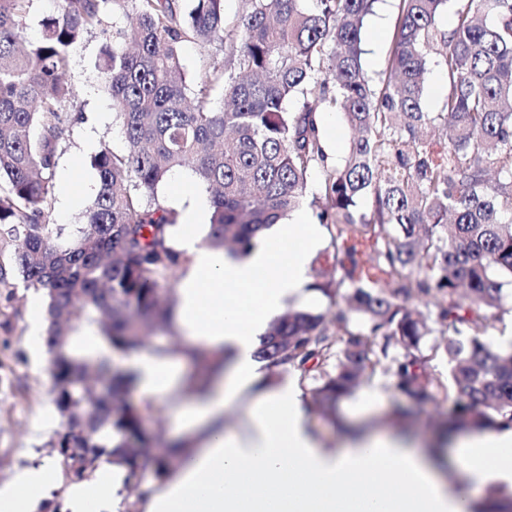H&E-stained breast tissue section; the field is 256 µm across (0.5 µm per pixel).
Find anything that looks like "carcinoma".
<instances>
[{
    "label": "carcinoma",
    "instance_id": "1",
    "mask_svg": "<svg viewBox=\"0 0 512 512\" xmlns=\"http://www.w3.org/2000/svg\"><path fill=\"white\" fill-rule=\"evenodd\" d=\"M132 1L135 23L115 33L95 79L112 98L128 144L92 157L96 197L73 234L47 222L59 146L70 116L59 111L70 47L107 33L108 14ZM231 35L224 0H59L42 41L24 43L32 0H0V240L16 243L0 284L15 273L45 290L46 347L53 403L70 431L49 442L63 482L102 463L126 468V483L162 480L170 465L151 457L144 408L129 394L136 375L103 359L74 356L72 333L87 329L116 351L145 346L146 331L169 323L162 297L184 256L170 244L175 213L155 201L170 171L189 167L210 192L206 244L236 257L263 229L300 207L311 169L319 223L336 251V277L313 287L350 306L325 317L289 309L273 319L257 350L266 387L294 372L311 405L336 420L339 403L382 367L392 388L417 405L452 400L439 414L446 436L512 428V351L486 342L488 312L512 288V0H462L456 22L439 24L447 0H400L387 75L374 81L361 33L375 0H245ZM220 43L225 66L205 76L187 103L181 45ZM445 71L439 111L423 106L430 58ZM222 83L224 105L207 87ZM293 103V108L286 107ZM350 131L342 163L327 162L320 113ZM448 128L436 150L432 132ZM371 241L374 256L357 245ZM426 299L434 316L407 303ZM359 316L351 323L349 314ZM444 346H424L433 331ZM443 352L448 381L427 372ZM184 354L218 367L198 347ZM94 367L111 388L91 397ZM85 462L76 475L69 461Z\"/></svg>",
    "mask_w": 512,
    "mask_h": 512
}]
</instances>
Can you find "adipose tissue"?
Instances as JSON below:
<instances>
[{
  "instance_id": "ef3b65f1",
  "label": "adipose tissue",
  "mask_w": 512,
  "mask_h": 512,
  "mask_svg": "<svg viewBox=\"0 0 512 512\" xmlns=\"http://www.w3.org/2000/svg\"><path fill=\"white\" fill-rule=\"evenodd\" d=\"M206 220L201 200L170 229L176 250L189 259L175 324L189 346L227 353L230 363L206 393L191 395L180 428L193 447L166 479L148 485L141 512H467L485 488L512 493V429L462 435L443 463L387 436L354 439L336 450L310 430L298 386L260 392L257 350L269 323L288 307L312 302L307 272L320 227L297 211L233 258L202 244ZM130 368L148 396L179 384L165 355H140ZM242 397L250 400L244 425L225 429L226 401ZM126 475L113 464L70 483L67 512H123ZM56 482L45 465L18 468L0 486V512H42Z\"/></svg>"
}]
</instances>
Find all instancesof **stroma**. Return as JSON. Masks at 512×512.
<instances>
[{
  "label": "stroma",
  "instance_id": "obj_1",
  "mask_svg": "<svg viewBox=\"0 0 512 512\" xmlns=\"http://www.w3.org/2000/svg\"><path fill=\"white\" fill-rule=\"evenodd\" d=\"M399 16V0H376L362 29L364 65L373 77L384 76ZM107 41L100 32H91L70 49V65L65 76L73 93L60 104L61 111L84 113L83 123L73 124L61 145L57 176H69L75 206L64 207L54 200L49 215L52 224L74 233L83 224L84 214L96 193V171L91 165L92 144H108L113 152H126L127 143L120 120L107 92L93 80L95 66ZM182 61L187 75V96H195L212 69L223 67L221 44L201 46L184 43ZM30 286L21 278L0 285V484L8 482L15 470L31 462H49V442L62 419L52 401L47 371L48 354L33 356L29 349ZM137 403H147L143 425L155 436V446L167 453L179 441L177 412L171 398L144 396L133 392ZM451 400H439L418 408L401 399L391 387L390 377L377 373L340 403L341 426H334L318 411L309 410L313 434L331 448L343 447L346 428L358 427L371 436L403 435L417 440L424 450L438 452L435 430L439 412L449 410Z\"/></svg>",
  "mask_w": 512,
  "mask_h": 512
}]
</instances>
